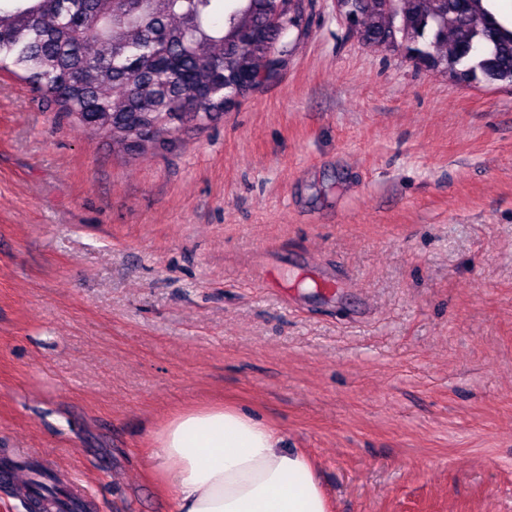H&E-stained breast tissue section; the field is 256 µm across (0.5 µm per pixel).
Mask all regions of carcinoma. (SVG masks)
<instances>
[{"label":"carcinoma","mask_w":512,"mask_h":512,"mask_svg":"<svg viewBox=\"0 0 512 512\" xmlns=\"http://www.w3.org/2000/svg\"><path fill=\"white\" fill-rule=\"evenodd\" d=\"M0 0V70L34 86L65 116L131 152L156 150L256 91L290 42L281 9L308 0ZM354 36L460 84L512 86V29L482 0H339ZM58 512L83 504L58 481H28Z\"/></svg>","instance_id":"carcinoma-1"}]
</instances>
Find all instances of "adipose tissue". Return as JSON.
Listing matches in <instances>:
<instances>
[{
	"mask_svg": "<svg viewBox=\"0 0 512 512\" xmlns=\"http://www.w3.org/2000/svg\"><path fill=\"white\" fill-rule=\"evenodd\" d=\"M155 442L175 512H329L308 458L238 406L181 410Z\"/></svg>",
	"mask_w": 512,
	"mask_h": 512,
	"instance_id": "1",
	"label": "adipose tissue"
}]
</instances>
